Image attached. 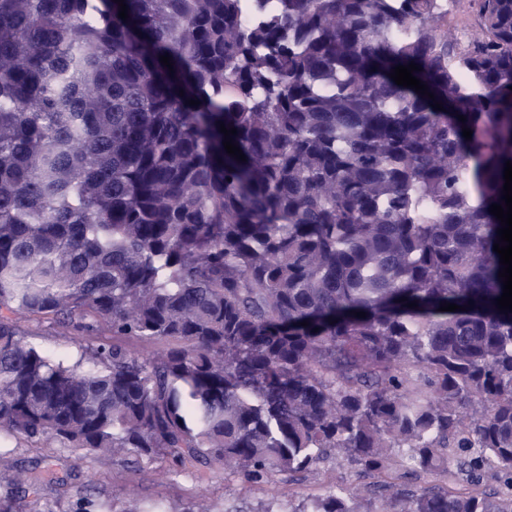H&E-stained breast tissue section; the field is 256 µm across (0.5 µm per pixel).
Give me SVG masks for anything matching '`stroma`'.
I'll use <instances>...</instances> for the list:
<instances>
[{
	"label": "stroma",
	"instance_id": "stroma-1",
	"mask_svg": "<svg viewBox=\"0 0 512 512\" xmlns=\"http://www.w3.org/2000/svg\"><path fill=\"white\" fill-rule=\"evenodd\" d=\"M55 470L67 476L70 494L86 495L103 490L115 506L135 497L144 503H162L168 512H183L202 493L213 501L216 512H280L285 506L299 512L300 508L346 486L360 487L370 499L377 498L387 484L411 492L425 488L491 492L497 487L489 476L482 482H471L453 462L447 470L410 477L400 455L381 472L369 473L348 458L332 456L308 471L274 473L259 483L245 481L196 460L181 464L168 459L117 460L106 468L72 448L56 449Z\"/></svg>",
	"mask_w": 512,
	"mask_h": 512
}]
</instances>
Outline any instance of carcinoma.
<instances>
[{"label": "carcinoma", "mask_w": 512, "mask_h": 512, "mask_svg": "<svg viewBox=\"0 0 512 512\" xmlns=\"http://www.w3.org/2000/svg\"><path fill=\"white\" fill-rule=\"evenodd\" d=\"M461 2L475 36L444 0H0V512H32L24 445L250 482L407 448L505 491L293 512H512V0ZM23 324H25V326L29 329L43 330V336L39 338V342L47 350H50L58 355H68L75 351V345L72 342H65L64 340H59L54 336H51L46 324L41 327H37L33 322H25Z\"/></svg>", "instance_id": "1"}]
</instances>
